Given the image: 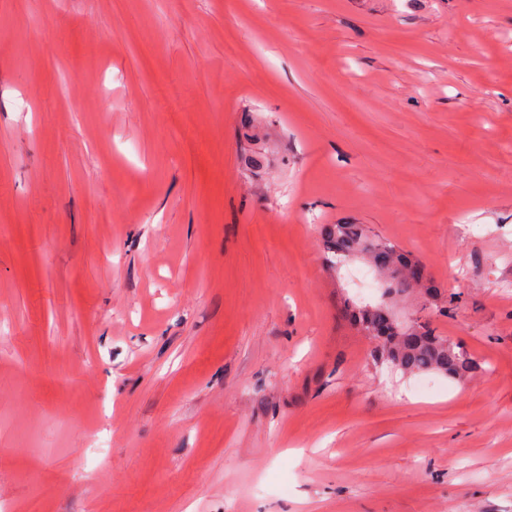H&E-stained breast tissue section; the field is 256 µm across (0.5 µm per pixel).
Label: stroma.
<instances>
[{
  "label": "stroma",
  "mask_w": 512,
  "mask_h": 512,
  "mask_svg": "<svg viewBox=\"0 0 512 512\" xmlns=\"http://www.w3.org/2000/svg\"><path fill=\"white\" fill-rule=\"evenodd\" d=\"M0 512H512V0H0ZM323 236L332 266H336V254L346 260L360 253L384 277L383 296L404 295L420 286L425 300L435 307L436 313L448 316V304L451 305L454 296H442L418 260L395 244L374 237L364 224H328L323 228ZM352 312L360 329L375 340V357L403 373L434 372L463 380L477 368L471 353L439 336L428 318L423 321L416 319L417 330L407 334L394 330L396 316L385 300L376 304H354Z\"/></svg>",
  "instance_id": "1"
}]
</instances>
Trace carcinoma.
Listing matches in <instances>:
<instances>
[{
    "label": "carcinoma",
    "mask_w": 512,
    "mask_h": 512,
    "mask_svg": "<svg viewBox=\"0 0 512 512\" xmlns=\"http://www.w3.org/2000/svg\"><path fill=\"white\" fill-rule=\"evenodd\" d=\"M323 236L331 265H336L338 255L347 259L360 253L384 277L383 295H404L421 287L436 313L448 315L454 296H443L418 260L395 244L374 237L365 225L329 224L323 228ZM353 317L365 335L375 340V357L406 374L434 372L463 380L477 368L471 353L438 335L428 318L415 321L417 330L403 336L394 330L395 315L384 301L353 306Z\"/></svg>",
    "instance_id": "carcinoma-1"
}]
</instances>
